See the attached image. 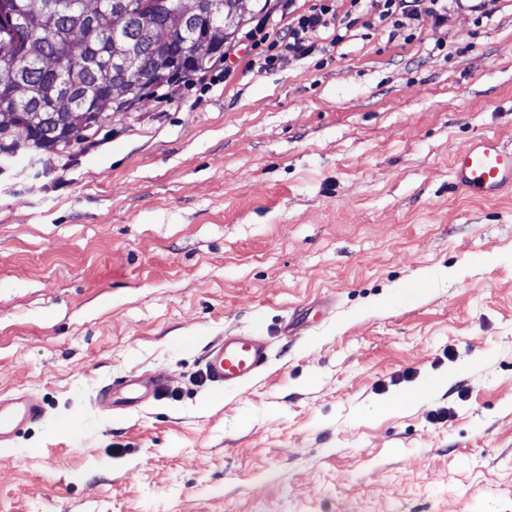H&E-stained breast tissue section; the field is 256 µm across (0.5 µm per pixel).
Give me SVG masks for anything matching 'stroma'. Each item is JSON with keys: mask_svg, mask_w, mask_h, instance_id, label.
Returning a JSON list of instances; mask_svg holds the SVG:
<instances>
[{"mask_svg": "<svg viewBox=\"0 0 512 512\" xmlns=\"http://www.w3.org/2000/svg\"><path fill=\"white\" fill-rule=\"evenodd\" d=\"M338 10L341 42L264 67L248 34L289 16L249 0L227 62L0 167V401L44 409L0 512H512V192L450 187L512 147V0L412 33ZM230 332L269 359L218 391ZM133 376L169 387L102 412ZM456 185L473 196L495 199L512 188V149L485 138L461 151L453 160ZM444 381L445 379L441 376L429 377L411 392L393 399L388 406L397 407L422 402L440 388Z\"/></svg>", "mask_w": 512, "mask_h": 512, "instance_id": "1", "label": "stroma"}]
</instances>
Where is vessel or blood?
<instances>
[{
  "label": "vessel or blood",
  "mask_w": 512,
  "mask_h": 512,
  "mask_svg": "<svg viewBox=\"0 0 512 512\" xmlns=\"http://www.w3.org/2000/svg\"><path fill=\"white\" fill-rule=\"evenodd\" d=\"M456 185L485 199H494L506 188H512V149H506L492 138H486L461 151L453 160ZM266 346L253 336H227L209 350L205 376L213 388L245 382L258 374L267 362ZM163 387L162 381L141 384L135 396L114 401L112 390H103L97 397L104 411H112L114 404L124 407L138 405L155 395ZM42 405L31 397H20L0 405V440L7 439L14 429L26 422L39 419Z\"/></svg>",
  "instance_id": "b4317fda"
}]
</instances>
